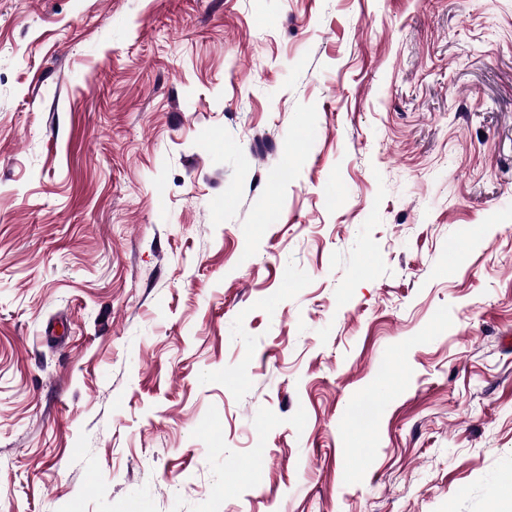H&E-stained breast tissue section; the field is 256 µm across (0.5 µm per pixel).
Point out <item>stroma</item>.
Returning a JSON list of instances; mask_svg holds the SVG:
<instances>
[{"label":"stroma","instance_id":"1","mask_svg":"<svg viewBox=\"0 0 512 512\" xmlns=\"http://www.w3.org/2000/svg\"><path fill=\"white\" fill-rule=\"evenodd\" d=\"M512 0H0V512H502Z\"/></svg>","mask_w":512,"mask_h":512}]
</instances>
